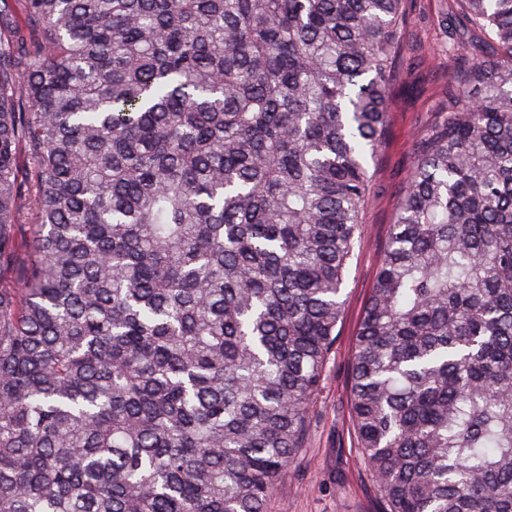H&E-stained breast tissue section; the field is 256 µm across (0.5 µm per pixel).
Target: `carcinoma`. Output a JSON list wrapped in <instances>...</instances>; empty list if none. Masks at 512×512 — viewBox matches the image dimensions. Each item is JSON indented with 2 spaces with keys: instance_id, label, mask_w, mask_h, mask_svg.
<instances>
[{
  "instance_id": "obj_1",
  "label": "carcinoma",
  "mask_w": 512,
  "mask_h": 512,
  "mask_svg": "<svg viewBox=\"0 0 512 512\" xmlns=\"http://www.w3.org/2000/svg\"><path fill=\"white\" fill-rule=\"evenodd\" d=\"M463 20L497 52L449 75L351 357L382 512H512V0ZM403 22L402 0H0V512H267Z\"/></svg>"
}]
</instances>
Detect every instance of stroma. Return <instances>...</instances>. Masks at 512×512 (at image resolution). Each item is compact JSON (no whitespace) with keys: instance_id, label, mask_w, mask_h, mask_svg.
<instances>
[{"instance_id":"stroma-1","label":"stroma","mask_w":512,"mask_h":512,"mask_svg":"<svg viewBox=\"0 0 512 512\" xmlns=\"http://www.w3.org/2000/svg\"><path fill=\"white\" fill-rule=\"evenodd\" d=\"M402 8L406 23L390 89L391 109L382 147L368 165L369 191L360 213L361 235L347 266L338 336L311 409L305 447L268 512L380 509L357 449L350 355L420 142L441 117L449 73L462 64L457 53L445 48L448 25L461 18L459 0H403Z\"/></svg>"}]
</instances>
